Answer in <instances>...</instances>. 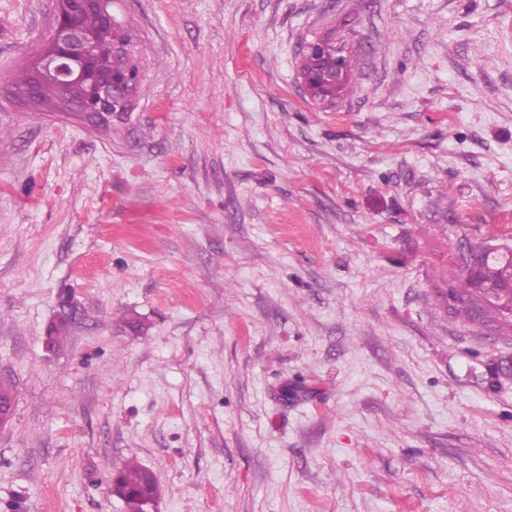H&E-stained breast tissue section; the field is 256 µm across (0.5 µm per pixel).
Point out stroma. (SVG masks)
I'll list each match as a JSON object with an SVG mask.
<instances>
[{
    "mask_svg": "<svg viewBox=\"0 0 512 512\" xmlns=\"http://www.w3.org/2000/svg\"><path fill=\"white\" fill-rule=\"evenodd\" d=\"M142 89H11L57 0H0V512H512V0H114ZM354 63L302 84L324 36ZM65 321L59 347L50 323ZM499 248V247H498ZM489 249H494L490 253ZM500 250V251H499ZM468 249L461 254L458 264V288L451 289V296L457 302L456 311L475 323H483L486 314L478 312L477 296L494 293L502 304L501 314H512L508 299L501 293H509L512 286V248ZM506 300V302H504ZM114 493L123 500L127 512H150L144 510L153 507L159 497L152 474L134 464H128L117 475Z\"/></svg>",
    "mask_w": 512,
    "mask_h": 512,
    "instance_id": "stroma-1",
    "label": "stroma"
}]
</instances>
